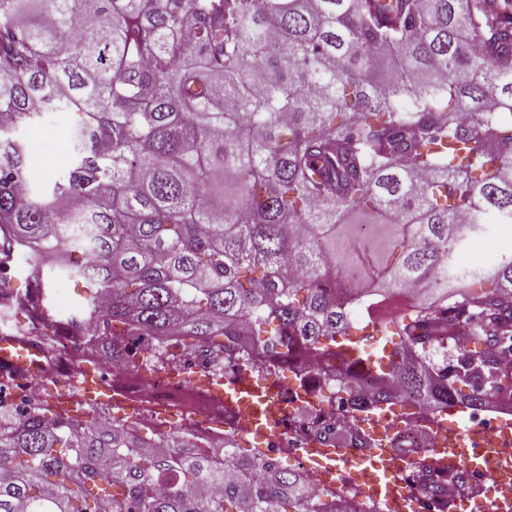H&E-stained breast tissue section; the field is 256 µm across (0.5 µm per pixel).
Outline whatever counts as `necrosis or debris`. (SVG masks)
Here are the masks:
<instances>
[{
  "mask_svg": "<svg viewBox=\"0 0 512 512\" xmlns=\"http://www.w3.org/2000/svg\"><path fill=\"white\" fill-rule=\"evenodd\" d=\"M127 340L134 354L113 366L105 380L112 392L114 422L131 420L143 431L177 434L197 448H221L240 456L249 453L254 442H261L262 457L293 459L306 489L304 512H383L380 502L362 494L357 484L326 478L310 467L311 448H340L352 457L374 448L388 449L401 469L402 487L419 492L413 512H455L457 498L449 494L448 485L460 489L493 485L490 469L465 468L450 474L423 460V450L438 438L434 410L411 403L405 414L378 425L372 420L374 407L358 405L350 395L337 391L333 367L305 351H297L286 362L260 348L238 347L222 359L209 343L190 348L178 335L157 340L132 328ZM89 358L87 346L60 336L45 349L40 376L0 368L1 375L13 380L4 394L7 404L48 402V385L63 379L78 382ZM286 364L295 369L299 382L280 388L278 426L262 435L251 430L247 414L226 406L203 387L185 384L186 378L198 375L230 391L246 379L256 383L276 379Z\"/></svg>",
  "mask_w": 512,
  "mask_h": 512,
  "instance_id": "obj_1",
  "label": "necrosis or debris"
}]
</instances>
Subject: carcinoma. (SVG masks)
I'll use <instances>...</instances> for the list:
<instances>
[{"mask_svg":"<svg viewBox=\"0 0 512 512\" xmlns=\"http://www.w3.org/2000/svg\"><path fill=\"white\" fill-rule=\"evenodd\" d=\"M0 0V285L42 317L53 273L122 354L127 328L288 356L344 390L483 406L512 389V254L461 270L512 224V0ZM77 112L69 167L29 187L23 133ZM363 215L369 224H348ZM414 290L386 366L335 352L354 308ZM459 297L481 325L457 322ZM449 338L451 371L429 348ZM298 474L145 440L97 415L0 411V512H297ZM507 242L511 243V247L505 248ZM507 253H512V224L496 225L486 234L474 238L458 255L456 264L460 269H465L462 264L470 257L480 259L481 264H489Z\"/></svg>","mask_w":512,"mask_h":512,"instance_id":"cac0c4a2","label":"carcinoma"}]
</instances>
